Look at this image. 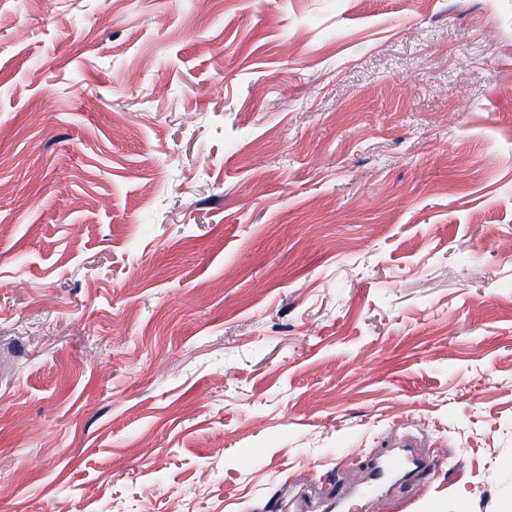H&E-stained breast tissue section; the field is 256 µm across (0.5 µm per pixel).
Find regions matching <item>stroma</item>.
Returning <instances> with one entry per match:
<instances>
[{
    "mask_svg": "<svg viewBox=\"0 0 512 512\" xmlns=\"http://www.w3.org/2000/svg\"><path fill=\"white\" fill-rule=\"evenodd\" d=\"M512 512V0H0V512ZM423 468L420 463L404 450L394 451L380 459L376 465L377 480L389 479L399 475L417 474Z\"/></svg>",
    "mask_w": 512,
    "mask_h": 512,
    "instance_id": "stroma-1",
    "label": "stroma"
}]
</instances>
